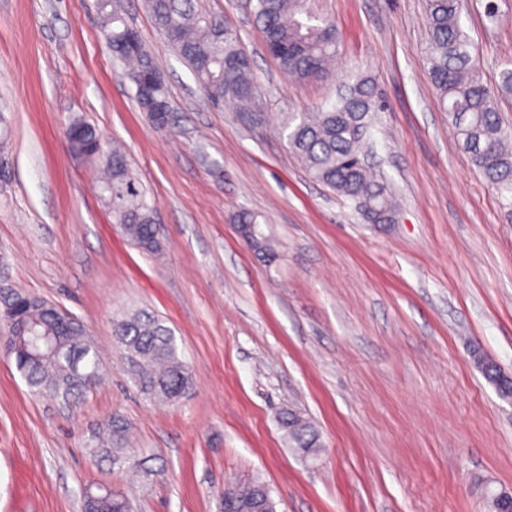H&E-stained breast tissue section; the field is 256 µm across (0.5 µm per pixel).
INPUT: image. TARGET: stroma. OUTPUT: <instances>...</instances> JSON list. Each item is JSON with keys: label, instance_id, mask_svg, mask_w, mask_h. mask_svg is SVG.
I'll return each instance as SVG.
<instances>
[{"label": "stroma", "instance_id": "1", "mask_svg": "<svg viewBox=\"0 0 512 512\" xmlns=\"http://www.w3.org/2000/svg\"><path fill=\"white\" fill-rule=\"evenodd\" d=\"M497 14L488 18L487 2ZM182 121L158 128L99 31L97 0H0V276L87 330L105 368L78 405L29 392L0 348V512H82L106 484L133 512H223L226 483L268 484L276 512H490L512 491V404L475 364L512 376V207L486 183L438 103L425 0H310L338 33L332 74L297 83L263 47L250 0H201L238 37L269 122L214 108L159 34L123 0ZM462 21L512 127V0H465ZM375 81L373 149L399 203L369 224L313 181L274 128L335 100L344 70ZM88 122L121 143L155 207L162 253L112 222L90 161L63 133ZM256 215L278 258L236 229ZM146 309L175 333L192 385L141 394L113 336ZM295 410L323 446L304 458L278 423ZM117 461L94 456L111 420Z\"/></svg>", "mask_w": 512, "mask_h": 512}]
</instances>
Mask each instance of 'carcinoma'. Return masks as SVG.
I'll use <instances>...</instances> for the list:
<instances>
[{
  "instance_id": "carcinoma-1",
  "label": "carcinoma",
  "mask_w": 512,
  "mask_h": 512,
  "mask_svg": "<svg viewBox=\"0 0 512 512\" xmlns=\"http://www.w3.org/2000/svg\"><path fill=\"white\" fill-rule=\"evenodd\" d=\"M155 26L173 36L172 47L187 65L197 85L212 102H233L237 111L253 117L266 100L252 74L251 62L226 30L218 38L214 24L220 16L206 12L199 0H147ZM101 33L112 52L129 72L140 76L135 86L139 108L153 121L177 124L166 87L153 89L161 75L154 57L137 30L126 20L120 0H98ZM252 13L264 46L288 77L308 80L336 65L337 32L332 21L309 9L307 0H252ZM429 47L428 74L441 107L448 112L457 137L473 165L498 196L512 204V131L503 127L490 87L483 81L462 25L460 0H426ZM374 80L353 78L336 102L319 112H284L280 135L308 175L354 203L372 205V221L393 224L396 205L384 178L368 159L367 141L378 111ZM99 133L83 123L75 149L96 151ZM102 172L100 192L112 223L143 251L160 250L154 207L134 177L125 152L118 146L97 154ZM238 223L252 224L243 239L266 261L277 253L254 215L243 212ZM0 321L10 336L6 351L28 387L66 403L78 402L99 378V357L86 329L68 323L58 306L23 294L0 281ZM113 333L123 357L132 367L140 392L155 400L174 402L189 388L191 376L181 359L171 330L159 318L128 312L113 321ZM478 366L497 394L512 395V378L492 361L477 355ZM288 447L306 457L321 447L320 434L308 418L288 412L280 416ZM262 500L266 512L275 510L268 486L254 480L234 486L228 508L250 509ZM83 503L93 512H130L126 498L104 485L87 487Z\"/></svg>"
}]
</instances>
